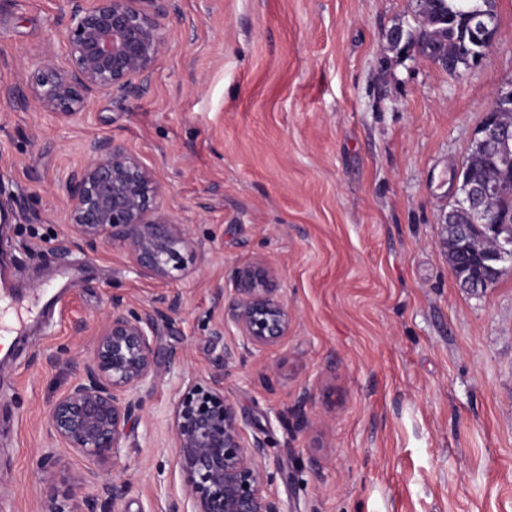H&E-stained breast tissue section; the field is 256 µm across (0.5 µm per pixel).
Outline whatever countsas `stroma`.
I'll return each mask as SVG.
<instances>
[{
  "instance_id": "35a3bbf8",
  "label": "stroma",
  "mask_w": 512,
  "mask_h": 512,
  "mask_svg": "<svg viewBox=\"0 0 512 512\" xmlns=\"http://www.w3.org/2000/svg\"><path fill=\"white\" fill-rule=\"evenodd\" d=\"M481 64L453 76L385 38L409 0H172L169 51L149 84L78 115L0 101V257L32 297L75 270L52 331L16 336L0 361V512H41L46 491L81 503L106 474L52 443L46 412L88 356L111 295L152 308L179 297L158 342L185 356L132 420L122 512H159L181 490L170 411L182 381L224 371L249 437L266 444L283 512H512V263L483 293L450 274L439 217L493 92L512 81V0ZM58 0H0V87L63 52ZM115 137L154 164L163 206L187 229L186 270L138 277L125 250L69 239L66 175ZM66 245L55 263L47 247ZM273 267L294 315L279 343L238 351L217 287ZM308 401H301L302 393ZM51 456L43 471L39 461Z\"/></svg>"
}]
</instances>
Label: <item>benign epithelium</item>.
I'll use <instances>...</instances> for the list:
<instances>
[{"label":"benign epithelium","instance_id":"1","mask_svg":"<svg viewBox=\"0 0 512 512\" xmlns=\"http://www.w3.org/2000/svg\"><path fill=\"white\" fill-rule=\"evenodd\" d=\"M59 2L69 66H61L55 51L47 49L25 85L4 90L7 101L18 99L70 118L85 110L95 94L125 98L150 82L168 49L167 0ZM485 5L469 16L468 34L472 43L489 47L499 34V18L496 0H485ZM510 110L512 83L493 93L472 138L481 151L498 159V170L475 174L465 157L458 170L463 189L440 218L443 229L455 225L460 238L477 228L512 243V224L483 207L490 196H512V121L504 120ZM65 190L72 237L90 248L100 241L125 248L142 278L167 281L172 271L185 268L192 245L183 225L161 205L166 186L123 141L110 137L91 143L88 161L69 174ZM447 253L448 268L460 286L483 290L479 274L461 278L458 253L452 248ZM275 277L274 269L264 265L237 271L215 338H223L230 323L249 352L288 335L293 314L274 288ZM179 307L176 296L163 308L139 310L116 294L92 329L90 356L80 358L63 347L48 357L50 364L74 371L68 390L47 414L50 436L92 461L112 464V478L98 483L87 512H95L97 505L121 512L130 491L120 469L127 429L155 385L183 364L178 351L161 348L156 339L158 320ZM169 436L182 494L168 497L161 512H282L280 499L268 489L272 474L266 447L247 436L234 402L224 393V370L187 382L173 405Z\"/></svg>","mask_w":512,"mask_h":512}]
</instances>
